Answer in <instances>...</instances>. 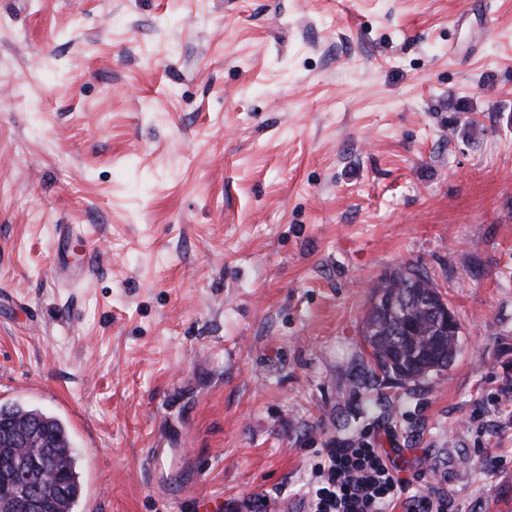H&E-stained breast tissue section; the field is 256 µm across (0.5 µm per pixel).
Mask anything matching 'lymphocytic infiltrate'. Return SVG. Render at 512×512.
Returning <instances> with one entry per match:
<instances>
[{
	"instance_id": "f902f5d3",
	"label": "lymphocytic infiltrate",
	"mask_w": 512,
	"mask_h": 512,
	"mask_svg": "<svg viewBox=\"0 0 512 512\" xmlns=\"http://www.w3.org/2000/svg\"><path fill=\"white\" fill-rule=\"evenodd\" d=\"M412 485L398 476L383 449L359 438L322 449L306 512H448L442 488L415 493Z\"/></svg>"
}]
</instances>
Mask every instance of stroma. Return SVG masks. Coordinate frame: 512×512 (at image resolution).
Instances as JSON below:
<instances>
[{
  "label": "stroma",
  "mask_w": 512,
  "mask_h": 512,
  "mask_svg": "<svg viewBox=\"0 0 512 512\" xmlns=\"http://www.w3.org/2000/svg\"><path fill=\"white\" fill-rule=\"evenodd\" d=\"M479 2L0 0V405L64 423L75 512H305L362 433L512 512V0ZM410 264L460 352L357 386Z\"/></svg>",
  "instance_id": "stroma-1"
}]
</instances>
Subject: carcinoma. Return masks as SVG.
I'll return each instance as SVG.
<instances>
[{"instance_id": "1", "label": "carcinoma", "mask_w": 512, "mask_h": 512, "mask_svg": "<svg viewBox=\"0 0 512 512\" xmlns=\"http://www.w3.org/2000/svg\"><path fill=\"white\" fill-rule=\"evenodd\" d=\"M436 290L431 275L417 265H405L384 275L374 288L365 313L362 336L371 349V373L381 372L401 383L419 382L452 364L460 332L436 335L434 320L422 307ZM0 443V473L14 477L18 491L0 497V512H24L25 494L48 499V512H74L81 496L72 442L56 417L21 405L7 408ZM23 433L29 448L14 446Z\"/></svg>"}]
</instances>
